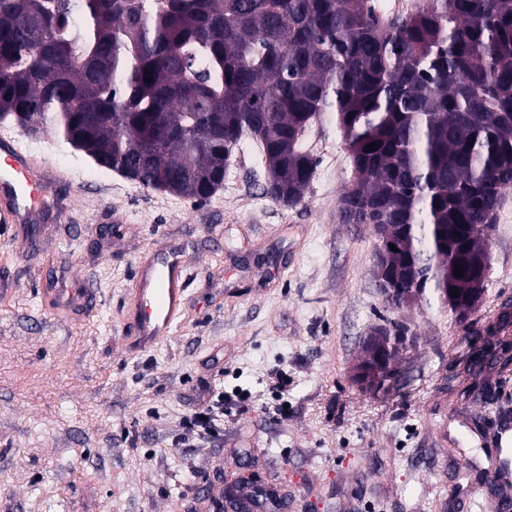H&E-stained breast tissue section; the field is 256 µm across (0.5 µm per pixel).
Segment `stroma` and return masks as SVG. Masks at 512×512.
Wrapping results in <instances>:
<instances>
[{
    "mask_svg": "<svg viewBox=\"0 0 512 512\" xmlns=\"http://www.w3.org/2000/svg\"><path fill=\"white\" fill-rule=\"evenodd\" d=\"M32 140L82 176L54 185L32 227L0 236V512H210L216 490L251 475L282 491L285 512H464L486 493L481 437L512 417V191L490 232L484 294L462 321L379 292L371 228L338 221L351 167L335 123L309 128L319 165L293 207L265 194L249 138L204 202L145 191L58 150L53 134ZM173 249L189 262L185 316L135 350V269ZM75 270L96 305L53 310L43 288ZM382 317L409 324L415 345L369 388L354 368ZM205 385L253 401L181 447Z\"/></svg>",
    "mask_w": 512,
    "mask_h": 512,
    "instance_id": "1",
    "label": "stroma"
}]
</instances>
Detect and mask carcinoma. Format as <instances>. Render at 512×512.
Instances as JSON below:
<instances>
[{"instance_id":"carcinoma-1","label":"carcinoma","mask_w":512,"mask_h":512,"mask_svg":"<svg viewBox=\"0 0 512 512\" xmlns=\"http://www.w3.org/2000/svg\"><path fill=\"white\" fill-rule=\"evenodd\" d=\"M2 112L196 201L249 136L286 206L314 178L309 127L334 122L352 171L340 221L392 226L386 302L464 319L512 190V0H428L387 23L368 0H0ZM409 332L373 330L390 362Z\"/></svg>"}]
</instances>
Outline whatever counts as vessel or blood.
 Here are the masks:
<instances>
[{"label": "vessel or blood", "instance_id": "b4317fda", "mask_svg": "<svg viewBox=\"0 0 512 512\" xmlns=\"http://www.w3.org/2000/svg\"><path fill=\"white\" fill-rule=\"evenodd\" d=\"M69 174L50 167L44 158L23 148L15 137L0 139V223L31 222L46 205L49 189L69 181ZM188 261L178 252L153 254L137 272L131 305L136 311L137 346L154 347L168 337L184 314ZM45 299L56 307L92 302L88 288L58 284L45 289Z\"/></svg>", "mask_w": 512, "mask_h": 512}]
</instances>
